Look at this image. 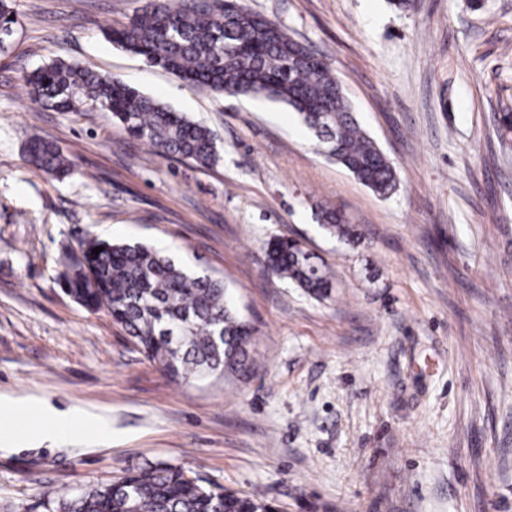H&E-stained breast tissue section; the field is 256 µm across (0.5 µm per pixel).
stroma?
<instances>
[{
  "instance_id": "35a3bbf8",
  "label": "stroma",
  "mask_w": 512,
  "mask_h": 512,
  "mask_svg": "<svg viewBox=\"0 0 512 512\" xmlns=\"http://www.w3.org/2000/svg\"><path fill=\"white\" fill-rule=\"evenodd\" d=\"M333 69L398 187L329 160L290 106L193 86L110 42L145 0H15L0 51V398L105 418L0 435V512L47 486L146 463L261 495L277 512H512V0H242ZM53 60L201 122L220 161L149 152L102 107L57 112L25 77ZM68 150L56 179L25 152ZM338 209L359 237L319 225ZM143 242L223 281L254 328L244 374L172 382L64 290L86 234ZM298 241L325 298L268 275Z\"/></svg>"
}]
</instances>
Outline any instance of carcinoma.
<instances>
[{
	"label": "carcinoma",
	"mask_w": 512,
	"mask_h": 512,
	"mask_svg": "<svg viewBox=\"0 0 512 512\" xmlns=\"http://www.w3.org/2000/svg\"><path fill=\"white\" fill-rule=\"evenodd\" d=\"M13 0H0L1 37L11 36ZM107 38L148 63L218 93L268 97L294 108L325 153L381 196L397 186L394 164L359 125L328 64L275 22L239 0H147ZM31 98L59 112L108 109L135 138L156 152L202 166L219 160L216 136L205 125L169 110L120 80L63 61L26 77ZM28 161L52 177L71 172L56 144L36 138ZM324 230L351 240L354 227L334 209L321 211ZM103 247L98 254L93 249ZM265 266L314 297L326 295L327 273L299 244L275 238ZM65 291L89 310L104 309L144 355L175 382L246 372L251 329L235 312L224 283L193 274L161 250L86 236L64 252ZM43 512H269L258 496L189 481L180 465L149 463L119 480L75 489L46 488Z\"/></svg>",
	"instance_id": "cac0c4a2"
}]
</instances>
